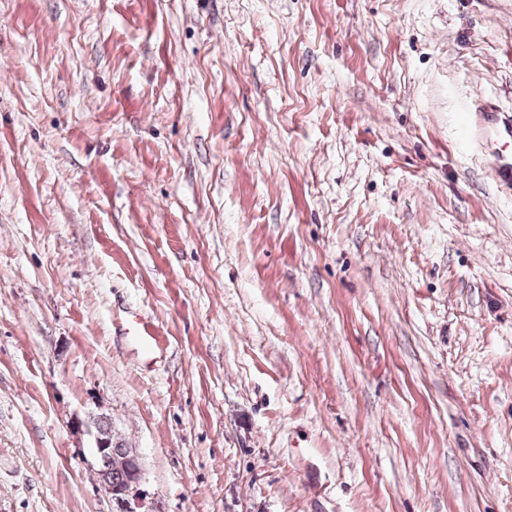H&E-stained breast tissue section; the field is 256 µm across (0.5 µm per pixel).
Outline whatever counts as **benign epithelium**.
Wrapping results in <instances>:
<instances>
[{"label":"benign epithelium","instance_id":"benign-epithelium-1","mask_svg":"<svg viewBox=\"0 0 512 512\" xmlns=\"http://www.w3.org/2000/svg\"><path fill=\"white\" fill-rule=\"evenodd\" d=\"M106 418L107 415L104 413L94 414L83 423L86 431L92 436L93 448L104 466L101 470L100 487L115 504L116 512H145L147 492L143 488V474L138 454L128 448L122 456H112V430L101 425V421ZM114 466L128 472L126 481L118 486L112 485L109 475Z\"/></svg>","mask_w":512,"mask_h":512}]
</instances>
